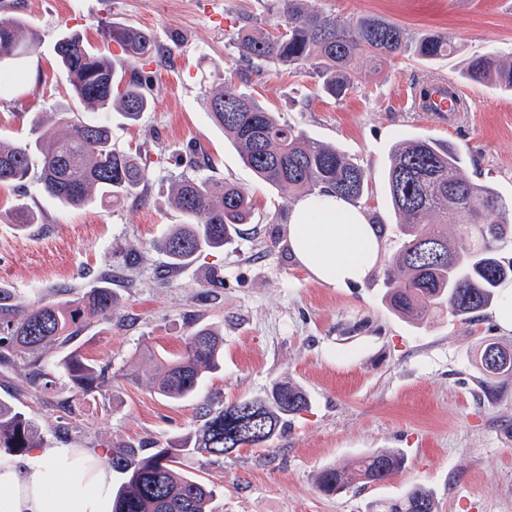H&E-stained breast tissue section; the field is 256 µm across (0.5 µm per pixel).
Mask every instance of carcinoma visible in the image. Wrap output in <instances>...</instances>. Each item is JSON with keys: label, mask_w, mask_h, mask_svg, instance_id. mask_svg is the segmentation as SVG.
<instances>
[{"label": "carcinoma", "mask_w": 512, "mask_h": 512, "mask_svg": "<svg viewBox=\"0 0 512 512\" xmlns=\"http://www.w3.org/2000/svg\"><path fill=\"white\" fill-rule=\"evenodd\" d=\"M270 2L283 28H240L235 37L240 57L259 72L271 68L305 72L335 100L352 89L362 57L383 62L407 55L432 61L454 50L446 35L413 37L382 17L342 20L311 7L308 0ZM101 38L99 51L88 48L78 34L66 35L56 44L72 98L83 108L114 109L127 122L136 123L154 101L152 79L144 66L158 54L155 37L138 27L114 23L101 26ZM113 46L118 52L111 51ZM37 47V35L23 20L0 18V72L21 80L17 64ZM215 73L220 83L205 94L206 110L261 182L298 197L332 193L354 204L363 199L368 190L364 169L335 146L280 122L251 93L228 86L224 73L218 69ZM466 77L512 91V60L494 54L476 56ZM57 116L65 127L62 134L38 121L37 136L25 144L0 142V185L22 184L36 156L43 190L66 207L120 205L141 196L150 179L148 168L140 153L112 143L108 119H74L65 109ZM387 188L396 226L382 274L389 309L407 322L421 323L440 307L465 320L490 307L499 286L512 280V258L504 256L512 244V202L493 186L473 182L453 145L426 136L394 143ZM172 191L182 223L172 225L153 248L174 267L191 263L203 251L224 248L253 212L249 189L234 182L185 177L172 185ZM113 306L112 288L106 281L89 288L80 299L60 298L37 307L0 283V364L11 362L15 353L23 354L29 359V378L51 385L50 374L41 365L46 348L69 343L91 317L112 318ZM489 350L495 353L490 362L485 360ZM223 354L220 329L200 327L183 338L179 352L149 355L146 380L163 397H192L204 374L221 369ZM58 366L82 394L105 380L103 369L72 353ZM478 366L489 382L512 373V349L488 343L480 350ZM308 406L300 386L275 380L261 394L208 409L194 433L164 448L112 445L108 463L121 475L112 512H211L215 489L183 471L181 459L199 454L221 457L269 443L288 418ZM37 438L35 421L0 400V449L22 455L38 447ZM405 468L400 450L376 449L324 467L316 477V488L324 495H337L352 487L379 485ZM371 512H438V508L429 489L412 485L398 497L375 502Z\"/></svg>", "instance_id": "obj_1"}]
</instances>
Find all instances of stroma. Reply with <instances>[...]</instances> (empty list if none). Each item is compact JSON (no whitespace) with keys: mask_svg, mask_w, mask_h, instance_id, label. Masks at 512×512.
I'll return each instance as SVG.
<instances>
[{"mask_svg":"<svg viewBox=\"0 0 512 512\" xmlns=\"http://www.w3.org/2000/svg\"><path fill=\"white\" fill-rule=\"evenodd\" d=\"M345 19L377 15L411 35L451 37L452 55L424 62L399 56L382 66L360 59L352 90L336 101L301 73L243 74L233 43L246 17L279 24L267 0H0V17L17 16L39 37L24 78L0 82V140L31 138L34 116L70 104L54 53L58 39L80 34L99 46L102 22L152 32L162 51L151 65L155 101L140 121L111 114L112 140L140 152L150 171L141 198L120 207L65 208L32 167L24 187L0 185V282L29 304L55 287L73 298L100 274L112 276L108 320L88 319L65 347H50L53 371L76 352L102 367L105 382L78 395L64 376L54 389L25 381L26 362L0 367V398H16L44 445L107 449L115 442L165 447L193 432L205 404H228L289 380L307 393V411L289 418L272 442L221 458L183 459L212 486L213 512H370L375 501L413 485L429 489L439 512H512V375L485 389L476 358L485 341L512 345L492 311L467 322L448 314L420 324L394 315L382 299L381 269L364 284L328 287L292 255L288 214L295 200L257 184L203 98L214 66L233 87L251 92L281 121L336 145L368 175L361 203L371 223L390 224L386 173L391 148L406 135L453 143L471 179L512 200V92L470 81L472 57L512 56V0H315ZM180 46H173V38ZM452 81L469 111L448 123L412 106L418 82ZM202 167L190 169V158ZM253 189L250 223L221 250L169 269L153 249L179 223L171 188L186 173ZM38 216L19 227L18 205ZM224 334V365L206 374L200 394L170 400L132 379L146 347L175 352L195 328ZM377 448H397L406 469L381 485L326 496L315 488L324 466Z\"/></svg>","mask_w":512,"mask_h":512,"instance_id":"35a3bbf8","label":"stroma"}]
</instances>
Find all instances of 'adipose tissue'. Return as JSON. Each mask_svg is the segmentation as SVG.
<instances>
[{
    "instance_id": "adipose-tissue-1",
    "label": "adipose tissue",
    "mask_w": 512,
    "mask_h": 512,
    "mask_svg": "<svg viewBox=\"0 0 512 512\" xmlns=\"http://www.w3.org/2000/svg\"><path fill=\"white\" fill-rule=\"evenodd\" d=\"M288 246L318 282L366 280L381 243L362 208L333 194L307 196L288 217ZM113 479L101 451L39 446L24 462L0 458V512H112Z\"/></svg>"
}]
</instances>
